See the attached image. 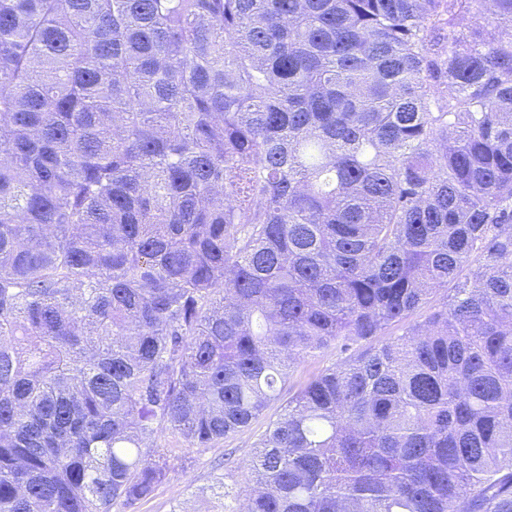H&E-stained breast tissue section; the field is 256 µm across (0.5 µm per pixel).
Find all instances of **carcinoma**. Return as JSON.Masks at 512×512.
I'll use <instances>...</instances> for the list:
<instances>
[{
    "label": "carcinoma",
    "mask_w": 512,
    "mask_h": 512,
    "mask_svg": "<svg viewBox=\"0 0 512 512\" xmlns=\"http://www.w3.org/2000/svg\"><path fill=\"white\" fill-rule=\"evenodd\" d=\"M328 350L220 512H512V0H0V512Z\"/></svg>",
    "instance_id": "1"
}]
</instances>
